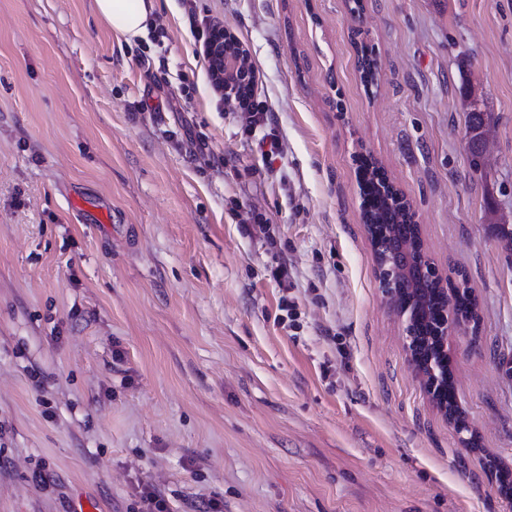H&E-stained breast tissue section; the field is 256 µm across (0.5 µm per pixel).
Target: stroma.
Instances as JSON below:
<instances>
[{
  "instance_id": "obj_1",
  "label": "stroma",
  "mask_w": 512,
  "mask_h": 512,
  "mask_svg": "<svg viewBox=\"0 0 512 512\" xmlns=\"http://www.w3.org/2000/svg\"><path fill=\"white\" fill-rule=\"evenodd\" d=\"M241 42L262 156L192 18ZM378 61L373 83L361 48ZM496 122L470 166L467 92ZM444 287L464 446L413 371L354 157ZM268 233L247 231L252 213ZM512 0H0V512H512ZM288 275L271 276L274 267ZM157 0H93L95 15L126 42L142 37L153 21Z\"/></svg>"
}]
</instances>
